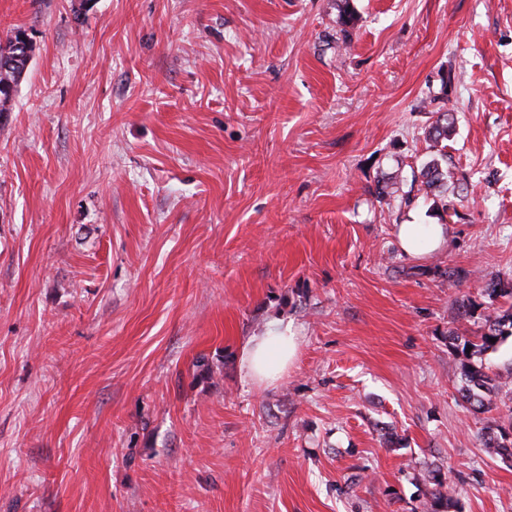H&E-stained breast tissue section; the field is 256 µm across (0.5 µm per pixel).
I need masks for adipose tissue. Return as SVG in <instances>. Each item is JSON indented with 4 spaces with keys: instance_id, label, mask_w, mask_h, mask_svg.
<instances>
[{
    "instance_id": "obj_1",
    "label": "adipose tissue",
    "mask_w": 512,
    "mask_h": 512,
    "mask_svg": "<svg viewBox=\"0 0 512 512\" xmlns=\"http://www.w3.org/2000/svg\"><path fill=\"white\" fill-rule=\"evenodd\" d=\"M296 343L282 322L270 325L263 335L253 337L245 346L240 367L252 380L275 381L293 359Z\"/></svg>"
}]
</instances>
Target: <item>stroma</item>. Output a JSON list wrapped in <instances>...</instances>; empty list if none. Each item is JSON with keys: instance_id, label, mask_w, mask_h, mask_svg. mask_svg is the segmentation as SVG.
<instances>
[{"instance_id": "obj_1", "label": "stroma", "mask_w": 512, "mask_h": 512, "mask_svg": "<svg viewBox=\"0 0 512 512\" xmlns=\"http://www.w3.org/2000/svg\"><path fill=\"white\" fill-rule=\"evenodd\" d=\"M18 28L0 512H417L431 464L512 512L450 344L512 310L481 292L512 279V0H0ZM439 110L459 217L378 203ZM275 320L296 356L259 384ZM399 238L405 253L417 255L422 247L434 249L439 246L443 229L440 224H403L399 227ZM295 351V336L289 335L288 325L274 322L263 335L248 341L240 367L249 379L271 383L288 367Z\"/></svg>"}]
</instances>
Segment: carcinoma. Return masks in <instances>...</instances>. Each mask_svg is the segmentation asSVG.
I'll list each match as a JSON object with an SVG mask.
<instances>
[{"instance_id":"cac0c4a2","label":"carcinoma","mask_w":512,"mask_h":512,"mask_svg":"<svg viewBox=\"0 0 512 512\" xmlns=\"http://www.w3.org/2000/svg\"><path fill=\"white\" fill-rule=\"evenodd\" d=\"M454 122L448 112H440L438 116L425 130V140L431 142V147L437 149L439 157H434L423 163L417 172H412L409 190L400 192L396 178L391 177L387 181L377 185L374 195L379 203L391 205L394 200L408 207L418 197L439 192L443 197V210L454 208L453 201L448 199V171L442 167V162L448 159L446 146L443 142L453 131ZM483 291L492 299L512 296V286L504 283L498 277H492L485 281ZM512 336V313L497 315L489 313L485 316V326L476 340L463 342L462 352L470 356H482L489 350L497 347L505 337ZM496 342H490V339ZM463 375L467 381L463 398L471 409L480 412H489L494 405L493 396L504 387L509 386V380L501 381L491 377L486 371L483 362L470 360L463 364ZM483 446L493 456L503 460H512V408L502 416V421L496 424V430L490 431L483 437ZM422 479L428 485L426 500L422 504L421 512H448L456 504L455 489L448 483L447 474L439 466L428 467L422 474Z\"/></svg>"}]
</instances>
